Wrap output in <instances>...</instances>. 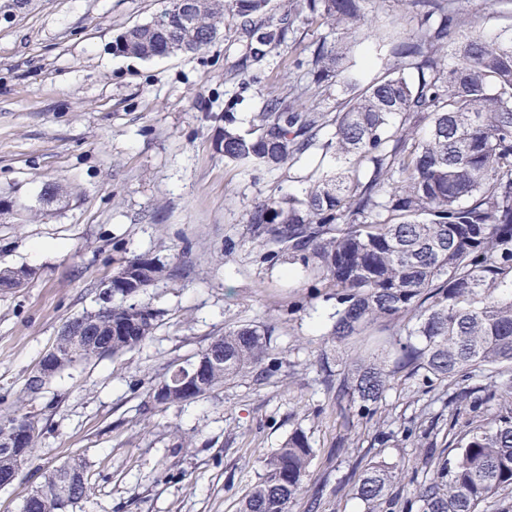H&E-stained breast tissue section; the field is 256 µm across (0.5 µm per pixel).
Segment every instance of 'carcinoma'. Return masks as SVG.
<instances>
[{
	"label": "carcinoma",
	"instance_id": "obj_1",
	"mask_svg": "<svg viewBox=\"0 0 512 512\" xmlns=\"http://www.w3.org/2000/svg\"><path fill=\"white\" fill-rule=\"evenodd\" d=\"M177 2L152 20L133 26L113 42V52L142 59L193 53L212 43L225 16L240 21L250 58L261 62L286 43L289 26L267 24L271 0H192L190 23L177 20ZM363 0H296L300 12L326 20L336 31L317 43L308 60L312 80H336L350 88L336 111L303 112L295 102L272 96L257 116L256 135L224 126V158L253 167L294 164L315 147L333 166L312 180L303 196L285 195L257 204L247 224L267 246L274 264L290 255L308 269L316 287L336 296L330 331L339 343H360L379 323L403 322V335L352 358L333 375L322 366V383L335 391L345 431L354 414L372 415L386 400L399 373L433 386H456L450 404L473 413L450 425L442 440L452 458L436 461L429 475L412 481L405 512H480L494 495L512 491V27L494 34L485 25L494 12H467L459 0H413L416 33L392 49L391 69L363 85L347 65L344 34L367 19ZM455 60L445 64L448 47ZM429 119L421 134L418 123ZM331 137L320 141L321 132ZM133 281L112 285L103 329L112 344L62 339L68 348L55 373L78 363L140 348L157 325L130 342L127 325L135 298L170 275L150 254L135 256ZM273 329L242 325L197 353L224 352L210 367L206 392L254 369L271 353ZM489 385L477 396L465 385L477 374ZM314 448L296 430L260 460L258 479L239 512H290L306 492ZM70 480L69 508L94 495L86 464L77 457L61 465ZM403 472L370 460L356 495L367 512H383Z\"/></svg>",
	"mask_w": 512,
	"mask_h": 512
}]
</instances>
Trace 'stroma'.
I'll use <instances>...</instances> for the list:
<instances>
[{
    "mask_svg": "<svg viewBox=\"0 0 512 512\" xmlns=\"http://www.w3.org/2000/svg\"><path fill=\"white\" fill-rule=\"evenodd\" d=\"M169 0H39L0 19V268L23 267V288H0V416L36 413L43 427L34 459L0 489V512H20L50 470L72 457L95 488L73 512H239L258 462L293 431L315 449L309 491L318 512H366L354 493L358 463L383 460L426 475L423 449L407 426L448 427V391L421 378L396 381L377 413L358 416L341 440L336 401L322 364L342 369L352 346L328 334L335 301L313 288L302 265L263 260L248 213L259 202L302 194L320 151L294 165L253 169L217 148L224 115L253 130L271 94L304 86L306 110L328 111L343 84H311L307 62L329 36L325 20L273 0L290 22L288 43L248 63L249 44L225 18L201 50L152 60L117 55L112 43ZM368 25L348 36L355 71L372 81L393 40L417 27L408 0H365ZM63 194L52 203L47 185ZM48 245L40 254L36 245ZM157 256L175 271L142 296L159 313L138 350L81 364L51 378L37 396L25 380L67 321L95 309L102 285L123 261ZM271 325L272 360L196 400L172 406L150 392L171 365L243 324ZM390 440L375 444L376 432Z\"/></svg>",
    "mask_w": 512,
    "mask_h": 512,
    "instance_id": "stroma-1",
    "label": "stroma"
}]
</instances>
